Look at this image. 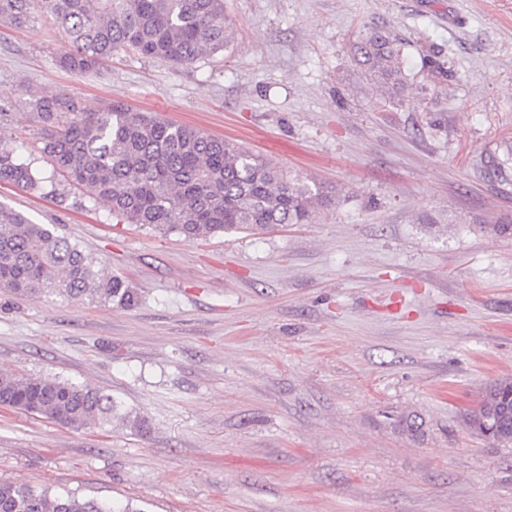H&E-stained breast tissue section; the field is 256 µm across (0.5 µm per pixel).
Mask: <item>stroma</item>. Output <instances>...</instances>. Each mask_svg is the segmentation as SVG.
Segmentation results:
<instances>
[{"label":"stroma","instance_id":"stroma-1","mask_svg":"<svg viewBox=\"0 0 512 512\" xmlns=\"http://www.w3.org/2000/svg\"><path fill=\"white\" fill-rule=\"evenodd\" d=\"M223 56L59 67L46 22L0 26V140L40 187L0 204L140 295L0 289V370L111 394L146 421L75 430L0 408V480L143 512H512V444L466 417L512 378V0H224ZM386 28L413 86L351 52ZM447 61L422 69L421 47ZM120 101L338 189L312 223L196 242L66 186L18 91ZM416 431H408L407 421Z\"/></svg>","mask_w":512,"mask_h":512}]
</instances>
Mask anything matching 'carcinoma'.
I'll return each mask as SVG.
<instances>
[{
  "label": "carcinoma",
  "mask_w": 512,
  "mask_h": 512,
  "mask_svg": "<svg viewBox=\"0 0 512 512\" xmlns=\"http://www.w3.org/2000/svg\"><path fill=\"white\" fill-rule=\"evenodd\" d=\"M42 18L67 39L59 66L79 74L124 49L174 67L193 66L224 52L231 37L224 0H0V23L25 26ZM353 50L383 87L412 85L404 45L391 32L374 31ZM29 104L42 132L41 152L54 168L93 201L107 203L112 214L162 235L196 242L218 233L309 224L333 200L323 185L290 178L231 139L151 112L120 103L83 112L62 96H38ZM0 183L39 186L31 166L2 141ZM96 265L55 225L34 224L0 205L1 289L20 297L134 305L135 290L121 277H103ZM1 405L76 430L102 429L119 410L112 395L97 388L10 371L0 372ZM511 407L512 379L497 380L470 410L468 427L484 437ZM0 512L144 510L0 481Z\"/></svg>",
  "instance_id": "carcinoma-1"
}]
</instances>
